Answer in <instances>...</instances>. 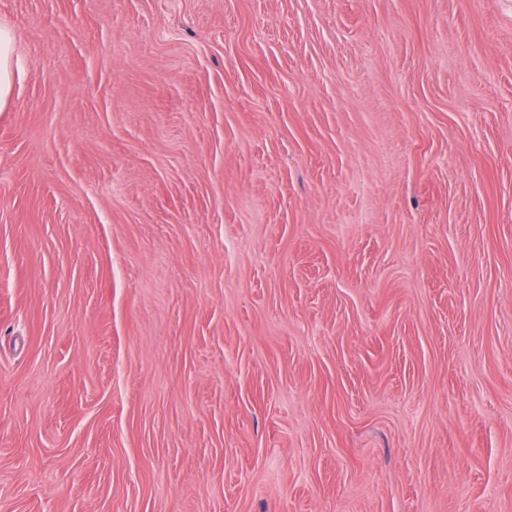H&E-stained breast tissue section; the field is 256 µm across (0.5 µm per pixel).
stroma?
<instances>
[{
  "label": "stroma",
  "mask_w": 512,
  "mask_h": 512,
  "mask_svg": "<svg viewBox=\"0 0 512 512\" xmlns=\"http://www.w3.org/2000/svg\"><path fill=\"white\" fill-rule=\"evenodd\" d=\"M0 512H512V0H0ZM15 33L6 26H0V108L11 99L18 72L15 67Z\"/></svg>",
  "instance_id": "obj_1"
}]
</instances>
